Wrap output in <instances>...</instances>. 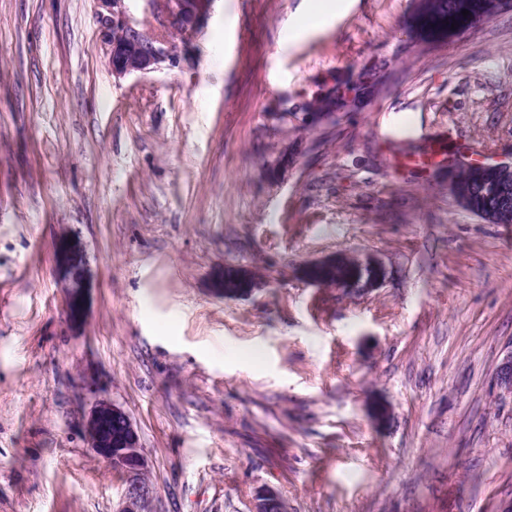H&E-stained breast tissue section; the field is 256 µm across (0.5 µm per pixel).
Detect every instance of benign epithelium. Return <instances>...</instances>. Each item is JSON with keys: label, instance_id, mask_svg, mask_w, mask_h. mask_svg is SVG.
<instances>
[{"label": "benign epithelium", "instance_id": "7a95c632", "mask_svg": "<svg viewBox=\"0 0 512 512\" xmlns=\"http://www.w3.org/2000/svg\"><path fill=\"white\" fill-rule=\"evenodd\" d=\"M100 30L112 76L120 80L130 75L145 74L174 67L181 61V47L173 36L182 33L190 43L204 28L211 14L214 0H142L144 13L156 24L151 25L132 16L127 0H96ZM470 168L478 175L469 188L472 195L494 196L498 200L495 216L509 214V182L512 181V161L473 162ZM336 254L311 261L301 269L302 279L310 286L323 287L314 271L329 269L341 263ZM239 287L224 292V297L248 295L253 290V271L236 268ZM385 278V269L375 257L355 258L353 275L334 284L346 294L364 295L379 287ZM498 385L512 393V354L506 356L496 373ZM88 444L96 457L120 471L126 479L124 505L119 512H146L145 505L151 495L146 479L148 459L141 448L140 435L130 416L119 406L99 400L92 407L85 428ZM282 497L274 490L264 489L254 499L251 512H285Z\"/></svg>", "mask_w": 512, "mask_h": 512}]
</instances>
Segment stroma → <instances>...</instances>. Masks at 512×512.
<instances>
[{"label":"stroma","mask_w":512,"mask_h":512,"mask_svg":"<svg viewBox=\"0 0 512 512\" xmlns=\"http://www.w3.org/2000/svg\"><path fill=\"white\" fill-rule=\"evenodd\" d=\"M318 2L215 0L179 67L118 81L95 0H0V512H119L84 434L101 398L139 431L149 512H249L264 488L288 512L512 502V224L384 146L444 125L512 160V7L431 43L416 0L305 27ZM334 253L384 282L300 278ZM228 265L259 286L224 297ZM353 259L356 262L353 275L342 282L327 286L313 274L315 270L336 267V264L341 263L342 260L340 254L305 264L301 269V277L310 286L318 288L333 287L346 294L364 295L370 290L378 288L385 278V269L382 263L372 256L355 257ZM317 275L322 279H344L350 275V268L346 265L337 266L336 271H320Z\"/></svg>","instance_id":"stroma-1"}]
</instances>
